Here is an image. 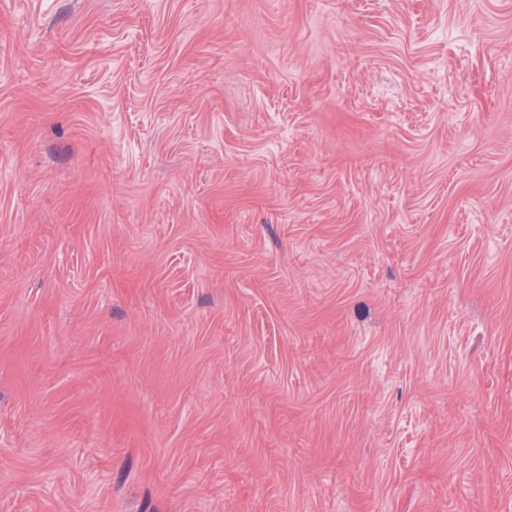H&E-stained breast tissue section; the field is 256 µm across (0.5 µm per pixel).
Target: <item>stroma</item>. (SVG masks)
<instances>
[{
  "mask_svg": "<svg viewBox=\"0 0 512 512\" xmlns=\"http://www.w3.org/2000/svg\"><path fill=\"white\" fill-rule=\"evenodd\" d=\"M0 512H512V0H0Z\"/></svg>",
  "mask_w": 512,
  "mask_h": 512,
  "instance_id": "35a3bbf8",
  "label": "stroma"
}]
</instances>
